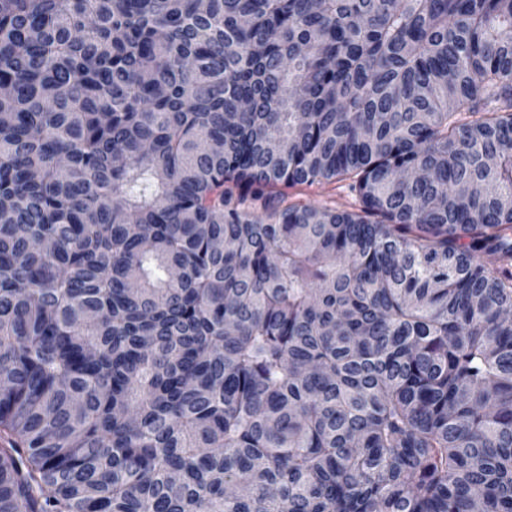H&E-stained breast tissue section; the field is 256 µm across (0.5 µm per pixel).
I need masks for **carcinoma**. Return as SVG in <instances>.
<instances>
[{"label": "carcinoma", "mask_w": 512, "mask_h": 512, "mask_svg": "<svg viewBox=\"0 0 512 512\" xmlns=\"http://www.w3.org/2000/svg\"><path fill=\"white\" fill-rule=\"evenodd\" d=\"M0 85V512H512V0H0ZM348 182L336 181L325 185L323 188H297L290 190L300 200L316 205L335 203L339 209L356 210L359 208L358 198L350 192Z\"/></svg>", "instance_id": "1"}]
</instances>
